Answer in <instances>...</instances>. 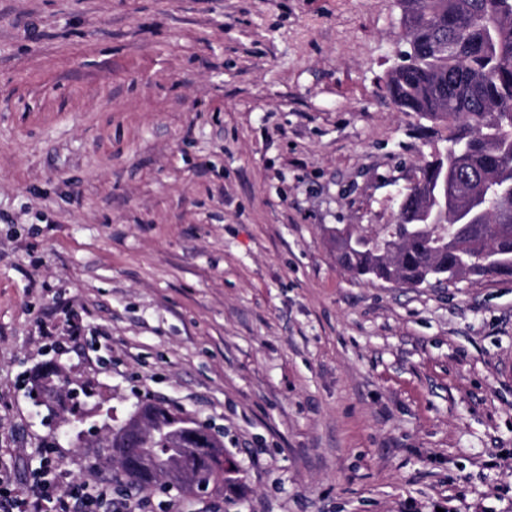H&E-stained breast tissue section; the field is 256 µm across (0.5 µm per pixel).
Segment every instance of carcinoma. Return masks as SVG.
Returning <instances> with one entry per match:
<instances>
[{"label": "carcinoma", "mask_w": 512, "mask_h": 512, "mask_svg": "<svg viewBox=\"0 0 512 512\" xmlns=\"http://www.w3.org/2000/svg\"><path fill=\"white\" fill-rule=\"evenodd\" d=\"M402 20L418 12L409 30V57L393 66L386 94L403 112L448 127L446 146L419 167V176L397 208L395 223H419L436 176L448 172V208L465 196L495 193L492 213L473 214L448 233L427 224L385 247L354 245L336 231V258L355 275L418 287L435 279L494 275L512 278V0H397ZM466 146L457 155V144ZM138 412L159 431L150 447L157 463L125 477L140 490L161 486L172 459L194 473H209L233 491L239 469L222 441L161 403Z\"/></svg>", "instance_id": "carcinoma-1"}]
</instances>
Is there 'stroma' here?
Listing matches in <instances>:
<instances>
[{"label": "stroma", "mask_w": 512, "mask_h": 512, "mask_svg": "<svg viewBox=\"0 0 512 512\" xmlns=\"http://www.w3.org/2000/svg\"><path fill=\"white\" fill-rule=\"evenodd\" d=\"M396 0H0V475L120 490L161 402L237 493L145 512H512V279L356 278L448 134L384 84ZM54 368V410L34 397Z\"/></svg>", "instance_id": "stroma-1"}]
</instances>
